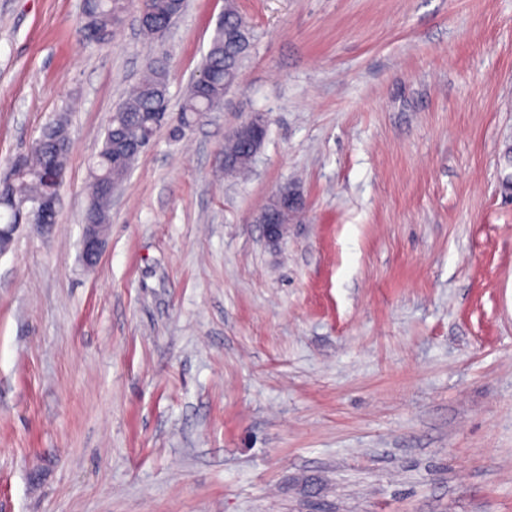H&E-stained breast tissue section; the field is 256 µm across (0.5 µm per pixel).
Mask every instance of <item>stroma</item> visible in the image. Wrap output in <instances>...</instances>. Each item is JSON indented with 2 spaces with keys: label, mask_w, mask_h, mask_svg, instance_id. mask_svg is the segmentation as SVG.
Returning <instances> with one entry per match:
<instances>
[{
  "label": "stroma",
  "mask_w": 512,
  "mask_h": 512,
  "mask_svg": "<svg viewBox=\"0 0 512 512\" xmlns=\"http://www.w3.org/2000/svg\"><path fill=\"white\" fill-rule=\"evenodd\" d=\"M236 3V83L157 132L89 270L110 117L156 54L178 112L224 0L103 45L82 0H0V174L71 138L53 229L0 257V512H512V0ZM267 133V120L262 113H255L248 121L240 125L232 134L246 147H252L250 157L254 160L257 145L264 142ZM89 183V201L95 211L98 224L89 222L85 216V224L82 238V260L86 266H94L101 255L106 242V232L111 222L110 204H112V196L121 186L122 182H104L98 186V194H96V182L94 176L90 175ZM103 197V198H102ZM107 200H105V199ZM276 205L273 208L266 207L256 218L257 223L263 224L267 237L273 241H279L288 228L287 218L293 217L297 210L303 206V201L293 189H280L275 194Z\"/></svg>",
  "instance_id": "1"
}]
</instances>
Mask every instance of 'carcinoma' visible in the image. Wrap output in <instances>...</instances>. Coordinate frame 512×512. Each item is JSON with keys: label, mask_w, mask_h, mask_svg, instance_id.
I'll list each match as a JSON object with an SVG mask.
<instances>
[{"label": "carcinoma", "mask_w": 512, "mask_h": 512, "mask_svg": "<svg viewBox=\"0 0 512 512\" xmlns=\"http://www.w3.org/2000/svg\"><path fill=\"white\" fill-rule=\"evenodd\" d=\"M185 5L178 0H85L84 20H91L104 28H112L119 23L124 14L132 9L136 12L149 11L155 25L163 26ZM224 27L239 28L248 31L246 20L237 11L234 0H225ZM248 46H235L224 43L221 29H216L201 68L200 76L193 80L186 97L175 118V132L182 133L204 112H212L224 101L226 85L238 76ZM167 67L163 60L150 58L146 61V75L141 82L119 103L113 111L106 129L102 149L100 150L91 172L103 181L107 179H125L132 169L136 158L126 164L115 162L117 143L127 133H134L141 138L151 140L155 133V121L152 112L156 111L158 101L152 96L154 87L167 80ZM67 153L52 151L43 145H35L22 160L34 171L64 169ZM224 157L238 158L233 169L235 174L249 171V161L241 157V147L235 139L225 140ZM96 181L90 180L89 201L100 224L111 222L110 204L96 194ZM42 185L34 178L16 181L10 186L0 187V208L9 213L7 223H16L13 199L16 193L37 195Z\"/></svg>", "instance_id": "carcinoma-1"}]
</instances>
